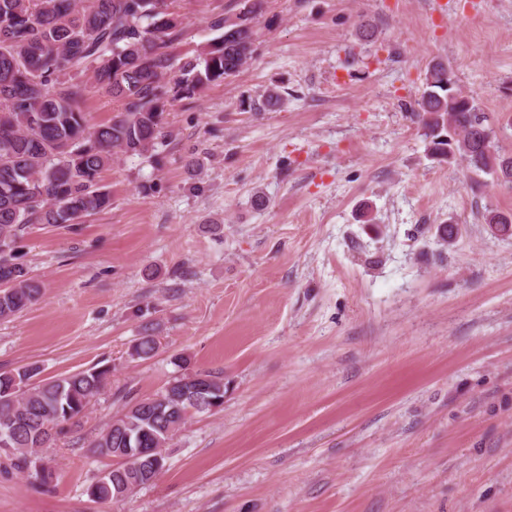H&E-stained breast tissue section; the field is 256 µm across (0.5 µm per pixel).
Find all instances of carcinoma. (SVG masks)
<instances>
[{
    "label": "carcinoma",
    "instance_id": "obj_1",
    "mask_svg": "<svg viewBox=\"0 0 512 512\" xmlns=\"http://www.w3.org/2000/svg\"><path fill=\"white\" fill-rule=\"evenodd\" d=\"M238 22L210 17L219 33L192 56L168 48L181 40L183 18L167 0H0V319L36 303L41 288L13 262V245L30 224H80L111 205L100 183L115 154L158 160L163 119L176 100L236 76L251 57L260 0H239ZM121 101L112 121L93 124L83 103L92 91ZM418 118L430 156L467 163L476 176L512 184V154L491 151L484 111L451 87L447 68L429 71ZM487 224L512 235V215L486 209ZM157 336L144 332L130 356L149 359ZM152 397L129 400L91 441L115 460L87 487L95 502L113 501L154 484L165 468L163 448L185 424L193 401L224 407V374L188 367ZM103 365L33 381L36 367L0 372V457L46 484L39 452L50 432L79 425L105 385Z\"/></svg>",
    "mask_w": 512,
    "mask_h": 512
}]
</instances>
